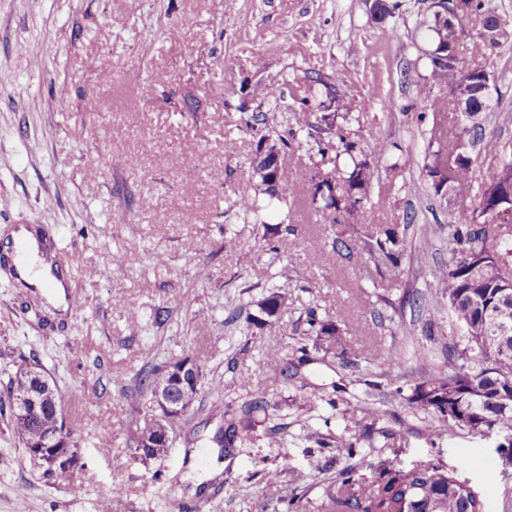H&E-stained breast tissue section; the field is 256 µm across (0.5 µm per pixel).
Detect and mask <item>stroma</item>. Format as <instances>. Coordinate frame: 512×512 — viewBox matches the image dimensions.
I'll return each instance as SVG.
<instances>
[{"mask_svg":"<svg viewBox=\"0 0 512 512\" xmlns=\"http://www.w3.org/2000/svg\"><path fill=\"white\" fill-rule=\"evenodd\" d=\"M399 2L380 22L367 0H0V245L20 227L37 229L69 293L84 299L81 310L55 309L0 260V512H172L201 499L204 512H280L299 472L308 477L304 512H318L322 481L340 471L420 459L463 468L486 491L488 512L512 500V475L485 480L501 464L495 440L414 412L383 374L395 353L403 380L412 379L420 347L430 370L446 368L441 342H424L421 330L452 328L434 310L429 276L448 261L452 208L423 166L433 125L461 115L432 111L418 95L430 74L426 5ZM488 66L485 135L512 151V45ZM319 78L326 88L308 96ZM90 98L98 110H87ZM304 110L345 115L359 151L388 144L364 227L404 226L402 278L339 256L331 244L343 225L302 198L270 218L282 228L277 252L251 246L262 228L242 200L255 194L248 167L260 141L295 129L283 181L307 180L322 162L317 142L328 129L296 130ZM255 114L258 124L246 126ZM228 139L237 143L231 155ZM234 235L248 247L226 249ZM202 268L208 279L198 278ZM271 291L286 298L276 320L248 325ZM312 312L347 331V356L312 350L300 362ZM185 355L232 408L246 400L242 377L267 404L224 457L213 441L224 420L201 393L168 453L139 459L132 437L151 414L140 374ZM270 358L298 363L297 375L268 367ZM34 361L61 395L78 451L68 482L32 466L12 428L9 382ZM366 407L379 416L363 426ZM352 435L360 446L349 450ZM285 460L290 471L267 483ZM119 467L126 489L116 496Z\"/></svg>","mask_w":512,"mask_h":512,"instance_id":"1","label":"stroma"}]
</instances>
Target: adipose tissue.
<instances>
[{
    "label": "adipose tissue",
    "mask_w": 512,
    "mask_h": 512,
    "mask_svg": "<svg viewBox=\"0 0 512 512\" xmlns=\"http://www.w3.org/2000/svg\"><path fill=\"white\" fill-rule=\"evenodd\" d=\"M9 256L24 283L47 288L49 302L57 308L65 306V277L41 257L39 241L33 230L23 227L14 233Z\"/></svg>",
    "instance_id": "ef3b65f1"
}]
</instances>
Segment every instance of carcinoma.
<instances>
[{"label":"carcinoma","mask_w":512,"mask_h":512,"mask_svg":"<svg viewBox=\"0 0 512 512\" xmlns=\"http://www.w3.org/2000/svg\"><path fill=\"white\" fill-rule=\"evenodd\" d=\"M469 9L483 17V27L492 23L498 30L497 38L481 37L474 43L470 59L482 65L495 49L512 41V32L495 0H470ZM490 98L489 89L471 98L458 131L442 125L432 129L430 143L438 144V149L424 166L434 194L448 186V201L458 211L457 220L448 225V264L432 267L430 276L440 305L448 307L461 334L448 339L447 368L422 375L407 396L395 374L400 359L390 356L385 370L389 384L409 408L437 417L450 432L480 436L512 432V192L505 187L512 179V154L483 138L478 116L490 106ZM476 150L498 159L491 175L481 182L475 176ZM319 153L334 154L332 166L316 168L302 184L281 180L273 186L269 175L252 168L250 177L264 197L245 199L246 211L259 220L273 201L304 196L334 224L363 223L371 189L379 180L378 167L355 153V142L342 129L319 143ZM332 247L348 260L367 256L395 279L404 271L403 239L396 225L355 239L337 237ZM308 325L315 336L314 349L346 354L347 340L339 327L317 320L313 313ZM170 364L168 360L151 366L141 379L142 390L150 395L165 385ZM237 384L247 390L248 400L239 410L224 412V432L215 438L221 448H233L247 437L254 427V413L265 404L263 393L249 390V380L240 378ZM9 397L14 430L24 446H29L27 437L34 429L56 428L51 401L26 416L12 386ZM321 510L486 512L481 493L468 479L430 460L409 466L384 462L367 478L343 470L322 487Z\"/></svg>","instance_id":"carcinoma-1"}]
</instances>
